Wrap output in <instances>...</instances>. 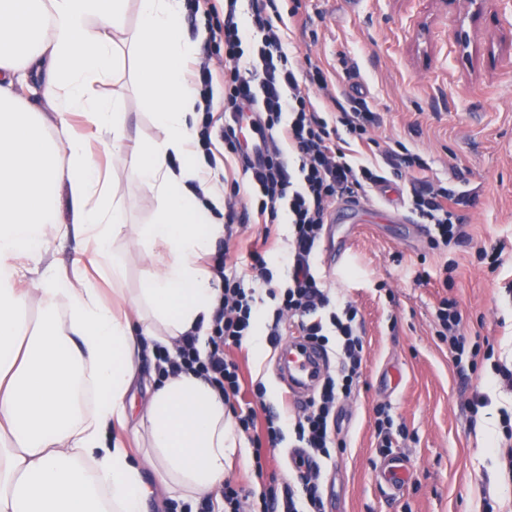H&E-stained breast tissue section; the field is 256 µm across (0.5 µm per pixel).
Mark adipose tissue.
I'll use <instances>...</instances> for the list:
<instances>
[{
  "label": "adipose tissue",
  "instance_id": "ef3b65f1",
  "mask_svg": "<svg viewBox=\"0 0 512 512\" xmlns=\"http://www.w3.org/2000/svg\"><path fill=\"white\" fill-rule=\"evenodd\" d=\"M186 12V0H0V512H146L147 468L188 503L224 481V451L235 443L224 397L194 374L149 386L141 458L110 432L129 419L145 342L168 345L192 332L206 343L218 295L195 263L224 234V196L190 187L203 165L192 148L199 97L182 68L196 47L183 31ZM127 50L163 133L131 156L117 100L93 93ZM27 70L41 73L56 128L13 89ZM76 112L113 163L157 192L150 223L127 224L87 136L70 125ZM64 195L74 225L94 232L99 256L119 238L158 248L140 288L122 296L130 314L104 304L86 275L64 277L46 261ZM34 294L41 317L32 324Z\"/></svg>",
  "mask_w": 512,
  "mask_h": 512
}]
</instances>
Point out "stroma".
Instances as JSON below:
<instances>
[{
	"label": "stroma",
	"mask_w": 512,
	"mask_h": 512,
	"mask_svg": "<svg viewBox=\"0 0 512 512\" xmlns=\"http://www.w3.org/2000/svg\"><path fill=\"white\" fill-rule=\"evenodd\" d=\"M298 10L306 27L295 26ZM280 25L298 72L317 64L328 76L327 87L311 86L322 111L333 109L332 96L357 87L367 96L380 121L369 130V142L345 143L346 153L377 161L392 141H402L431 164L432 177L466 192L459 209L469 239L455 249H430L422 225L401 200L405 181L389 194L369 193L365 207L390 209L393 220L353 222L344 236H324L317 266L332 293L356 301L364 319L365 357L361 382L350 400L336 410L343 443L332 460L321 461L319 483L326 512H512V481L504 476L498 446L503 439L501 409L512 407V393L497 383L490 366L480 379L466 380L454 367L448 348L434 331V309L442 296L455 297L464 315L467 336L488 338L497 354L512 355V0H489L487 11L469 26L470 44L453 39L458 4L438 0H280ZM132 57H125L113 81L97 86L102 96L117 97L131 140L160 138L147 100L132 81ZM91 148L100 171L116 185L133 224L149 223L157 209L154 189L113 167L112 152L99 143ZM60 221L68 233L49 240L48 258L64 274L74 269L112 298L111 261L96 262L94 243L72 232L69 201L60 203ZM268 236L273 248H286V214L276 224L235 226L215 251L229 250L245 266L252 242ZM505 246L497 270L477 259L478 248ZM455 259V285L442 290L437 273ZM428 266L429 283L417 284L420 266ZM232 348L228 357L240 369V402L252 399L255 384L267 388L266 401L279 405L284 387L277 371L278 346L265 341ZM483 392L488 407L471 416L467 401ZM387 404L406 434L391 450L379 446L374 409ZM284 444L256 473L254 447L237 434L227 451L224 477L258 494L270 476L292 474ZM402 458L412 477L403 490L390 493L379 477L384 463Z\"/></svg>",
	"instance_id": "obj_1"
}]
</instances>
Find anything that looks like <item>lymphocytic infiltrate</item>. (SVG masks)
Wrapping results in <instances>:
<instances>
[{
    "mask_svg": "<svg viewBox=\"0 0 512 512\" xmlns=\"http://www.w3.org/2000/svg\"><path fill=\"white\" fill-rule=\"evenodd\" d=\"M239 0H224L223 7H210L222 21L210 27L208 39L223 43L224 117L219 134L202 128L199 142L211 147L220 137L224 153L234 158L249 178V198L254 219L272 224L279 213L288 216V249L281 261L288 268L286 284L274 280L272 259L263 250L249 253L242 272L226 271L228 252L216 254L210 266L222 282L206 351H199L195 334L175 342L174 349L157 348L160 372H191L216 387L225 400L237 399L241 384L238 364L228 358L229 348H242L254 334L255 322L264 301L276 308L267 327L270 343H278L284 324L298 335L320 346L335 345L341 360L338 376H326L316 396L290 418L274 407L265 409L263 435H256L254 409L237 410L234 418L241 432L251 435L256 456L274 453L293 434L309 456L331 458L339 440L335 424L337 404L350 398L360 376L364 339L359 332L356 304L332 295L316 271L315 250L322 237L330 207L342 197L364 198L370 190L388 185L391 178L413 173L406 204L418 223L424 224L431 249H448L465 243L468 233L457 212L464 204L442 181L428 178L431 166L419 153L402 142L385 150L382 164L358 162L340 146L341 137L365 140L369 127L380 117L362 93L341 92L334 98V111H319L310 85H325L319 66H311L298 78L283 47V31L274 22L279 14L276 0H250L248 27L238 19ZM254 110L259 128L266 132V158L253 167L244 156L235 122L244 108ZM463 312L456 299L441 298L435 309L436 333L446 343L460 375L477 372L479 358H491L493 346L469 342L461 332ZM220 494L224 512H323L324 497L304 460L295 462V479L281 485L269 484L259 498L232 483Z\"/></svg>",
    "mask_w": 512,
    "mask_h": 512,
    "instance_id": "obj_1",
    "label": "lymphocytic infiltrate"
}]
</instances>
